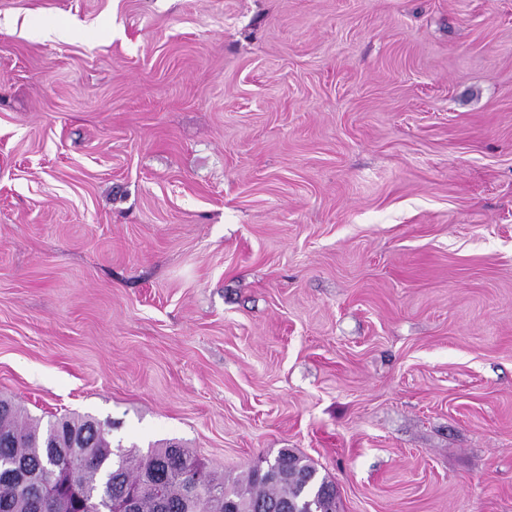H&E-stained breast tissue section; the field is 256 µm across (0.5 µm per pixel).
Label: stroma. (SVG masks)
<instances>
[{"label": "stroma", "mask_w": 512, "mask_h": 512, "mask_svg": "<svg viewBox=\"0 0 512 512\" xmlns=\"http://www.w3.org/2000/svg\"><path fill=\"white\" fill-rule=\"evenodd\" d=\"M1 395L512 512V0H0Z\"/></svg>", "instance_id": "stroma-1"}]
</instances>
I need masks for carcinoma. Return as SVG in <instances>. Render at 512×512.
<instances>
[{
    "label": "carcinoma",
    "instance_id": "1",
    "mask_svg": "<svg viewBox=\"0 0 512 512\" xmlns=\"http://www.w3.org/2000/svg\"><path fill=\"white\" fill-rule=\"evenodd\" d=\"M85 435V460H67L55 453L73 437ZM276 478H263L255 468L244 483L206 469L208 485L201 494L187 490L189 476L205 465L188 448L165 442L144 456L112 445L111 426L90 416L34 419L10 399L0 397V512H39L32 491L15 472L35 477L49 472L52 488L69 512H113L130 494L137 512H226V502L240 512H298L337 507L336 488L319 477L315 466L288 449L275 458Z\"/></svg>",
    "mask_w": 512,
    "mask_h": 512
}]
</instances>
